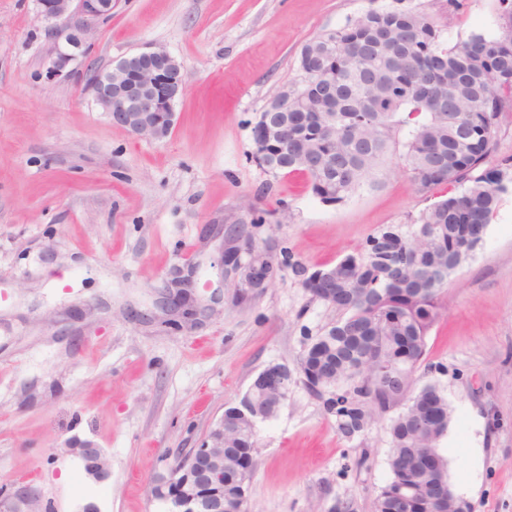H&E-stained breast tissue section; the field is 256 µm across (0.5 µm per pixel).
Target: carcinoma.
<instances>
[{"label":"carcinoma","mask_w":512,"mask_h":512,"mask_svg":"<svg viewBox=\"0 0 512 512\" xmlns=\"http://www.w3.org/2000/svg\"><path fill=\"white\" fill-rule=\"evenodd\" d=\"M501 4L496 34L473 33L452 45L411 10L369 11L331 29L315 46L336 79V101L315 112L288 107V167L277 173H305L323 204L378 183L403 128L402 158L414 184L450 187L409 230H399L391 250H375L381 227L343 256L332 284H314L305 266L288 264L314 299L343 312L301 354L306 387L336 407V431L345 439L388 418L390 478L376 512H450L448 462L439 448L451 420L448 401L433 383L417 391L412 384L440 292L483 241L457 227L486 228L507 191L502 172L483 168L512 112V0ZM452 110L468 127L461 140L448 124ZM310 156L322 159L320 168L305 166ZM226 429L224 512H238L253 432L231 416Z\"/></svg>","instance_id":"carcinoma-1"}]
</instances>
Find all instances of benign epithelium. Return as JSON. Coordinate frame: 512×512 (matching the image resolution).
Returning <instances> with one entry per match:
<instances>
[{
  "label": "benign epithelium",
  "mask_w": 512,
  "mask_h": 512,
  "mask_svg": "<svg viewBox=\"0 0 512 512\" xmlns=\"http://www.w3.org/2000/svg\"><path fill=\"white\" fill-rule=\"evenodd\" d=\"M119 0H36L38 13L53 22L59 40L58 65L77 55H84L90 35L99 22L112 16ZM301 72H318L321 55L314 50L300 53ZM185 89L184 67L169 52L149 47L130 53L108 69L90 72V90L97 104L113 125L131 134L163 141L174 124L173 106ZM297 85L281 87L259 113L254 127L268 143L288 141V130L280 115L288 111V101L296 98ZM224 276L231 277L245 289H262L273 279L274 264L268 253L243 241L233 230L224 237ZM175 289L169 296V309L176 313L188 311L191 303V276L177 275L168 283ZM274 392L288 396L291 374L282 366L265 375ZM228 412L240 416L250 426L260 419L258 407L247 391ZM74 452L86 463V470L97 481L108 471L101 450L84 444ZM224 485V419H219L202 444L177 459L168 473L154 478L150 485L153 499L168 504L172 512H224V496L208 489ZM18 506L11 512H42L37 508L36 494L29 488L16 493Z\"/></svg>",
  "instance_id": "benign-epithelium-1"
}]
</instances>
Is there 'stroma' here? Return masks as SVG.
I'll return each instance as SVG.
<instances>
[{"label":"stroma","instance_id":"obj_1","mask_svg":"<svg viewBox=\"0 0 512 512\" xmlns=\"http://www.w3.org/2000/svg\"><path fill=\"white\" fill-rule=\"evenodd\" d=\"M411 9L445 43L495 34L500 0H121L88 55L56 68L36 0H0V503L30 487L50 512H167L151 479L207 436L265 367L288 398L258 421L253 512H376L390 478L386 422L344 440L306 388L299 357L340 319L292 274L336 263L386 224L416 220L447 187L419 190L402 154L382 182L325 205L300 173L252 157V127L300 78L302 47L371 10ZM147 47L185 69L168 138L112 125L89 71ZM282 270L237 301L227 225ZM193 265L195 314L166 326L167 284ZM416 385L436 384L451 422L440 451L476 512H512V187L484 239L440 293ZM100 448L95 481L72 447Z\"/></svg>","mask_w":512,"mask_h":512}]
</instances>
